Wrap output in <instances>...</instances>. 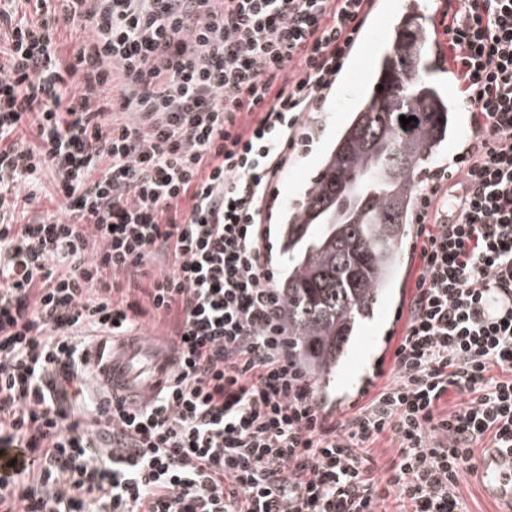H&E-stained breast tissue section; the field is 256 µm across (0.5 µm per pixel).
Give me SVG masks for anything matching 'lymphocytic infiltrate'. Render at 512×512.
<instances>
[{
    "label": "lymphocytic infiltrate",
    "instance_id": "lymphocytic-infiltrate-1",
    "mask_svg": "<svg viewBox=\"0 0 512 512\" xmlns=\"http://www.w3.org/2000/svg\"><path fill=\"white\" fill-rule=\"evenodd\" d=\"M370 6L0 0V512H464L476 443L512 448V311L481 304L512 294V0L444 13L473 140L418 191L388 382L337 419L289 352L274 184ZM74 27L92 37L67 55ZM46 172L60 209L27 216ZM157 252L172 268L152 275ZM149 311L178 318L164 386L140 407L89 398L88 339ZM453 390L471 399L441 414ZM386 432L380 484L366 447Z\"/></svg>",
    "mask_w": 512,
    "mask_h": 512
}]
</instances>
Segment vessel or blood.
Returning a JSON list of instances; mask_svg holds the SVG:
<instances>
[{"label": "vessel or blood", "instance_id": "vessel-or-blood-1", "mask_svg": "<svg viewBox=\"0 0 512 512\" xmlns=\"http://www.w3.org/2000/svg\"><path fill=\"white\" fill-rule=\"evenodd\" d=\"M95 376L114 398L144 403L162 386L173 369L171 354L145 336L115 339L103 359L94 360ZM477 470L488 496L512 507V450L488 449Z\"/></svg>", "mask_w": 512, "mask_h": 512}]
</instances>
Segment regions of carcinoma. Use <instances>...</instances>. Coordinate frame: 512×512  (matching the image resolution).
Masks as SVG:
<instances>
[{
	"label": "carcinoma",
	"instance_id": "obj_1",
	"mask_svg": "<svg viewBox=\"0 0 512 512\" xmlns=\"http://www.w3.org/2000/svg\"><path fill=\"white\" fill-rule=\"evenodd\" d=\"M430 51L422 16L397 24L374 62L369 92L281 227L288 343L326 386L389 284L415 185L448 137L451 106L430 78ZM402 116L416 120L404 127Z\"/></svg>",
	"mask_w": 512,
	"mask_h": 512
}]
</instances>
